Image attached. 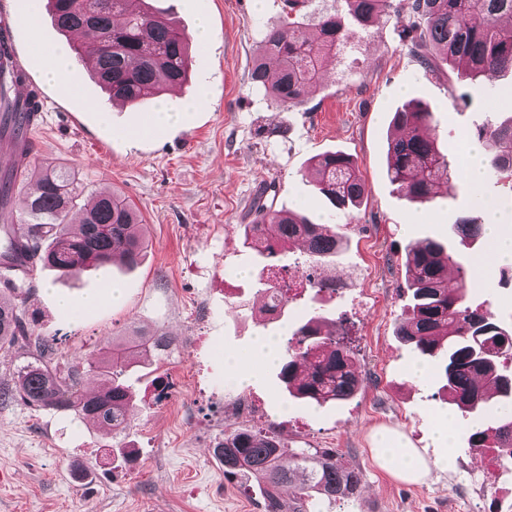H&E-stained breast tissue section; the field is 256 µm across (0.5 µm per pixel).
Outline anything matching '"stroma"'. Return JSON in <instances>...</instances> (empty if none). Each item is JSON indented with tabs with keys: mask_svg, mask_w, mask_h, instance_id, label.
<instances>
[{
	"mask_svg": "<svg viewBox=\"0 0 512 512\" xmlns=\"http://www.w3.org/2000/svg\"><path fill=\"white\" fill-rule=\"evenodd\" d=\"M147 8L193 33L207 17L210 39L193 45L189 76L179 94L193 108L142 138L128 131L159 101L112 104L88 60H74L78 89L63 94L42 72L32 40L74 44L41 4L35 25L19 28V54L34 88L57 109L34 134L33 164L51 160L71 170L87 193L117 191L139 209L148 248L133 269L87 267L65 276L37 268L22 301L35 334L54 340L65 361L79 366L82 388L109 382L88 361L108 340L138 328L171 339L166 351L131 353L124 379L133 396L130 425L112 435L74 415L0 403V512H267L257 484L227 481L213 454L237 428L276 432L290 448H325L358 471V493L318 512H501L512 505V475L494 452H470L457 426L453 468L418 483L397 480L376 464L377 432H400L427 460L448 396L437 380L409 377L422 358L395 334L411 292L402 254L408 243L448 242L460 260L485 250L484 240L460 241L451 224L483 223L464 178L440 184L434 201L412 204L387 177V138L394 112L409 101L434 115L441 152L458 163L465 134L486 118L489 103L512 79L461 81L423 69L400 40L408 0L387 22L350 26L343 55L330 58L327 79L300 108L277 106L254 85L250 70L269 29L284 23L285 0H146ZM205 102H198L200 92ZM341 151L357 161L365 184L361 205L332 211L306 175L313 156ZM274 209L305 212L334 224L345 245L319 269L335 291L299 289L284 314H264L258 268L243 245L246 210L258 190ZM122 285L119 305L88 317L61 311L103 283ZM473 303L512 326V267H495L490 285L471 277ZM354 352L362 378L353 399L304 405L283 389L274 366L256 365L255 380L239 386L226 354L247 355L255 336L287 344L311 317ZM168 395L157 399L158 384Z\"/></svg>",
	"mask_w": 512,
	"mask_h": 512,
	"instance_id": "1",
	"label": "stroma"
}]
</instances>
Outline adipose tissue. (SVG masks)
Here are the masks:
<instances>
[{"instance_id":"ef3b65f1","label":"adipose tissue","mask_w":512,"mask_h":512,"mask_svg":"<svg viewBox=\"0 0 512 512\" xmlns=\"http://www.w3.org/2000/svg\"><path fill=\"white\" fill-rule=\"evenodd\" d=\"M482 207L487 224L489 250L486 255L476 260L475 270L486 281L496 265L512 263V230H502L498 210L493 204L486 201ZM456 417V412L452 411L438 423L436 439L442 453L435 464H428L417 449L409 447L401 434L390 430L378 436L374 448L377 462L383 469L406 481L420 480L433 467L441 470L451 468L454 463L451 438Z\"/></svg>"}]
</instances>
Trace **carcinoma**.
Returning <instances> with one entry per match:
<instances>
[{"instance_id":"obj_1","label":"carcinoma","mask_w":512,"mask_h":512,"mask_svg":"<svg viewBox=\"0 0 512 512\" xmlns=\"http://www.w3.org/2000/svg\"><path fill=\"white\" fill-rule=\"evenodd\" d=\"M143 0H48L58 29L96 32L76 54L96 61L99 82L114 101L137 106L187 78L190 39L166 19L138 4ZM342 11L321 12L311 34L296 19H288L264 36L250 79L264 87L274 102L285 108L306 104L310 91L323 82L326 59L347 44L343 16L360 29L388 20L397 12L395 0H339ZM413 20L402 30L401 41L430 71L448 66L462 80L483 76L496 80L512 73V0H411ZM32 113L0 108V137L23 138ZM433 114L419 102L394 112L399 134L387 140V176L410 202L425 203L435 195L437 182L449 175L450 165L431 136ZM474 137L492 150L512 143V120L490 121ZM314 187L337 211L361 203L365 189L356 161L340 152L311 158ZM487 171L512 189V153H494ZM83 189L67 171L51 162L41 163L21 182L22 205L10 223L0 225V284L11 294H0V347L21 343L28 358L17 370L18 389H0L3 401L16 399L34 408H49L88 419L113 434L129 425L132 397L117 370L130 345L149 352L148 333L137 330L126 342H108L100 349V363L111 374L108 387L91 394L80 389L76 366L60 368L54 343L36 336L17 297L37 264L77 273L93 263L106 266L116 258L132 268L146 246L139 215L117 192L102 193L83 205L78 221L72 210ZM252 223L244 225L249 249L264 260V267L286 270L282 259L300 244L306 253L305 274L312 288L333 284L317 275L322 261L343 245L342 235L326 223L287 209L274 210L264 194L252 201ZM454 235L483 236L485 228L467 218L452 225ZM410 274L411 305L398 322L396 336L413 346L440 369L448 403L460 411L468 433V448H491L506 469L512 467V328L508 329L482 305L469 302L464 287H448V269L460 280L467 270L442 243L425 239L410 243L404 252ZM292 282L281 278L264 289L265 312L281 314L293 300ZM278 377L288 394L306 404L347 401L361 389L353 351L322 334L318 319L310 318L294 332L281 352ZM223 461L224 477L251 479L264 486L268 512H283L281 486L300 482L301 496L289 512H306L304 499L333 501L353 496L361 475L344 470L336 453L318 448L288 449L273 433L238 429L224 434L213 448Z\"/></svg>"}]
</instances>
